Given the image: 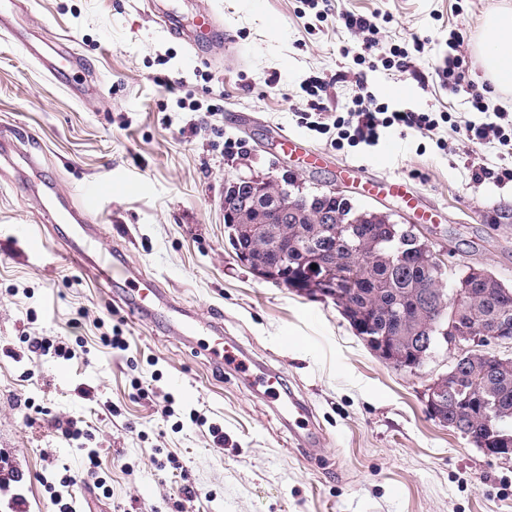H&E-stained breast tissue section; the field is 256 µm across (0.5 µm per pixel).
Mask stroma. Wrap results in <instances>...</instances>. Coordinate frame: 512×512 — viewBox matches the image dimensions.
Here are the masks:
<instances>
[{"instance_id":"stroma-1","label":"stroma","mask_w":512,"mask_h":512,"mask_svg":"<svg viewBox=\"0 0 512 512\" xmlns=\"http://www.w3.org/2000/svg\"><path fill=\"white\" fill-rule=\"evenodd\" d=\"M26 3L0 32V142L13 147L0 157V451L24 477L0 501L21 493L30 512H46L45 482L68 474L78 512H178L185 481L198 491L187 512H512V461L485 455L426 411V384L451 362L446 348L413 373L380 361L332 300L261 280L237 261L219 207L229 176H287L306 195L338 188L355 207L415 225L448 273L481 267L512 285V222L498 220L512 209V181H471V167H499L500 151L451 128L512 113V94L490 84L474 54L480 20L512 0H330L324 19L306 0H264L259 11L250 0ZM174 4L187 20L217 8L233 44L190 55L156 21ZM347 14L375 22L377 34L347 29ZM456 33L465 78L450 87L434 69ZM414 37L413 66L398 67L393 49ZM25 39L67 42L88 67L53 76L26 54ZM364 93L453 121L430 138L408 133L386 166L379 147L300 122L303 112L344 115ZM273 125L327 164L274 148ZM45 179L75 204L89 182L131 184L100 204L105 244L171 303L204 321L223 312L225 335L311 407L319 446L300 447L277 402L213 365L207 336L189 344L164 318L142 323L123 284L65 262L73 227L40 210L35 188ZM390 180L408 185L414 207L360 189ZM19 224L42 236V253L16 237ZM116 329L127 350L110 345ZM29 336L75 356H36ZM69 420L79 440L56 429ZM170 458L179 469H161Z\"/></svg>"}]
</instances>
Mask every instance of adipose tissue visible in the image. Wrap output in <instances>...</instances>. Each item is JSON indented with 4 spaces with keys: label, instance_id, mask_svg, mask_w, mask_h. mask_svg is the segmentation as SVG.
<instances>
[{
    "label": "adipose tissue",
    "instance_id": "ef3b65f1",
    "mask_svg": "<svg viewBox=\"0 0 512 512\" xmlns=\"http://www.w3.org/2000/svg\"><path fill=\"white\" fill-rule=\"evenodd\" d=\"M476 55L498 90L512 92V9L486 15Z\"/></svg>",
    "mask_w": 512,
    "mask_h": 512
}]
</instances>
